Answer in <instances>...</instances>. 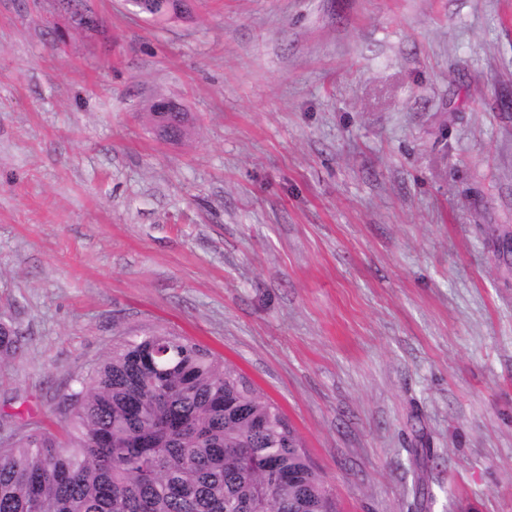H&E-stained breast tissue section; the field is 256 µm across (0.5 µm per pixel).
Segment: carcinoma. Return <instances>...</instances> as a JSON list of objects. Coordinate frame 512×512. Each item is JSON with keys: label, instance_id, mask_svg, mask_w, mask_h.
<instances>
[{"label": "carcinoma", "instance_id": "1", "mask_svg": "<svg viewBox=\"0 0 512 512\" xmlns=\"http://www.w3.org/2000/svg\"><path fill=\"white\" fill-rule=\"evenodd\" d=\"M97 33L88 0H58ZM180 0H142L153 21ZM20 336L0 319V361ZM66 397V437L22 429L0 446V512H336L297 430L238 369L155 328L112 346Z\"/></svg>", "mask_w": 512, "mask_h": 512}]
</instances>
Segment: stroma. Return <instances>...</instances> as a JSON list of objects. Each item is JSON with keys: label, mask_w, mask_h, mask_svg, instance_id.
I'll return each mask as SVG.
<instances>
[{"label": "stroma", "mask_w": 512, "mask_h": 512, "mask_svg": "<svg viewBox=\"0 0 512 512\" xmlns=\"http://www.w3.org/2000/svg\"><path fill=\"white\" fill-rule=\"evenodd\" d=\"M92 5L59 45L51 0H0V442L159 325L280 407L340 512H512V0ZM181 0H144L138 6L140 14L145 15L157 23L169 22L172 20L186 19L181 7L184 5ZM180 13V14H179ZM22 350L20 336L9 321L0 319V361L17 357Z\"/></svg>", "instance_id": "stroma-1"}]
</instances>
